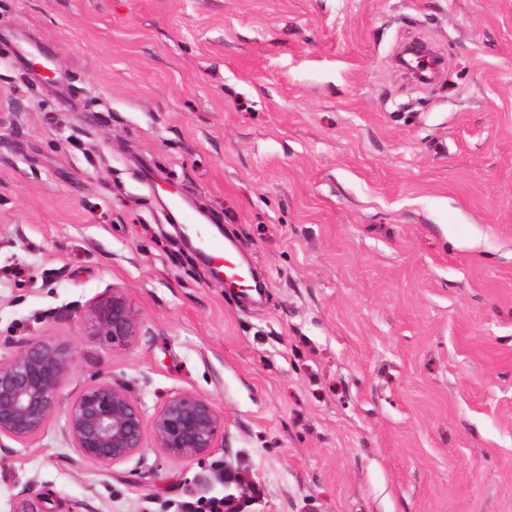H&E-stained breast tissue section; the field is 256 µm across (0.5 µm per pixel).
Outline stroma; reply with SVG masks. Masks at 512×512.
I'll return each mask as SVG.
<instances>
[{"label":"stroma","instance_id":"stroma-1","mask_svg":"<svg viewBox=\"0 0 512 512\" xmlns=\"http://www.w3.org/2000/svg\"><path fill=\"white\" fill-rule=\"evenodd\" d=\"M114 288L117 347L81 318ZM30 337L74 350L62 401L188 390L224 432L105 467L55 414L0 440V512H512V0H0V359ZM167 207L171 220L176 224H202L200 216L187 208L182 198L176 193H169ZM196 234L200 243L212 257L224 258V271L227 275L231 276L230 279H233L232 276L237 274L243 277V280L238 283L245 284L248 281V274L243 269L233 268L228 265V263L231 264L235 262L226 257V252L230 253V250L226 244L225 236L223 238L219 232H210L204 229L203 225L197 226ZM82 319L90 336L107 343H126L136 336L139 317L129 299L121 290L92 302L84 311Z\"/></svg>","mask_w":512,"mask_h":512}]
</instances>
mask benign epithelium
Listing matches in <instances>:
<instances>
[{"label":"benign epithelium","instance_id":"7a95c632","mask_svg":"<svg viewBox=\"0 0 512 512\" xmlns=\"http://www.w3.org/2000/svg\"><path fill=\"white\" fill-rule=\"evenodd\" d=\"M82 319L88 333L107 343H126L137 334L139 317L122 291L92 302ZM76 370L72 350L39 338L22 342L0 360V438L32 441L57 410L60 391ZM73 448L85 461L113 466L145 448L146 441L170 459L209 454L224 416L192 391L170 396L148 416L121 385L99 379L86 385L65 409ZM14 512H51L40 493L20 500Z\"/></svg>","mask_w":512,"mask_h":512}]
</instances>
